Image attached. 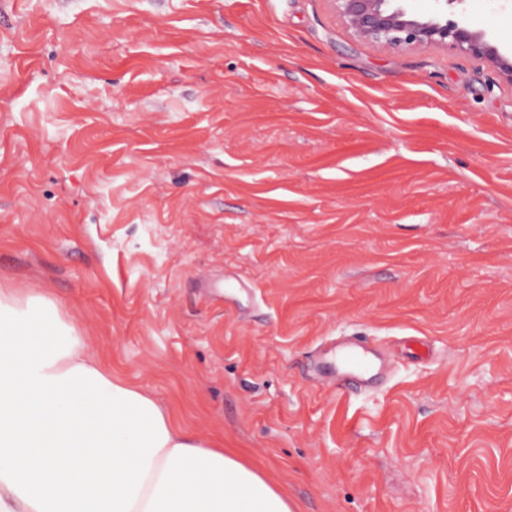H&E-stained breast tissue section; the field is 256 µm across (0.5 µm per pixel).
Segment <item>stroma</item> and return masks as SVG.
I'll use <instances>...</instances> for the list:
<instances>
[{
    "label": "stroma",
    "mask_w": 512,
    "mask_h": 512,
    "mask_svg": "<svg viewBox=\"0 0 512 512\" xmlns=\"http://www.w3.org/2000/svg\"><path fill=\"white\" fill-rule=\"evenodd\" d=\"M512 48V0H467ZM0 288L294 512H512V85L331 0H0ZM386 347L378 390L318 375Z\"/></svg>",
    "instance_id": "stroma-1"
}]
</instances>
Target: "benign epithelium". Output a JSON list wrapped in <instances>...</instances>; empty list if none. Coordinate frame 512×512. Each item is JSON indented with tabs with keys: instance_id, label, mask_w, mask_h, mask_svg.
<instances>
[{
	"instance_id": "7a95c632",
	"label": "benign epithelium",
	"mask_w": 512,
	"mask_h": 512,
	"mask_svg": "<svg viewBox=\"0 0 512 512\" xmlns=\"http://www.w3.org/2000/svg\"><path fill=\"white\" fill-rule=\"evenodd\" d=\"M352 34L383 49L451 48L488 62L512 84V51L501 49L470 21L465 0H433L427 13L412 11L409 0H330Z\"/></svg>"
}]
</instances>
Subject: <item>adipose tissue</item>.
I'll use <instances>...</instances> for the list:
<instances>
[{
  "label": "adipose tissue",
  "mask_w": 512,
  "mask_h": 512,
  "mask_svg": "<svg viewBox=\"0 0 512 512\" xmlns=\"http://www.w3.org/2000/svg\"><path fill=\"white\" fill-rule=\"evenodd\" d=\"M0 512H293L113 376L47 296L0 289Z\"/></svg>",
  "instance_id": "adipose-tissue-1"
}]
</instances>
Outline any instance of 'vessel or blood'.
<instances>
[{
    "instance_id": "vessel-or-blood-1",
    "label": "vessel or blood",
    "mask_w": 512,
    "mask_h": 512,
    "mask_svg": "<svg viewBox=\"0 0 512 512\" xmlns=\"http://www.w3.org/2000/svg\"><path fill=\"white\" fill-rule=\"evenodd\" d=\"M317 370L330 381L368 390L382 379L384 360L378 348L342 344L324 351L317 362Z\"/></svg>"
}]
</instances>
